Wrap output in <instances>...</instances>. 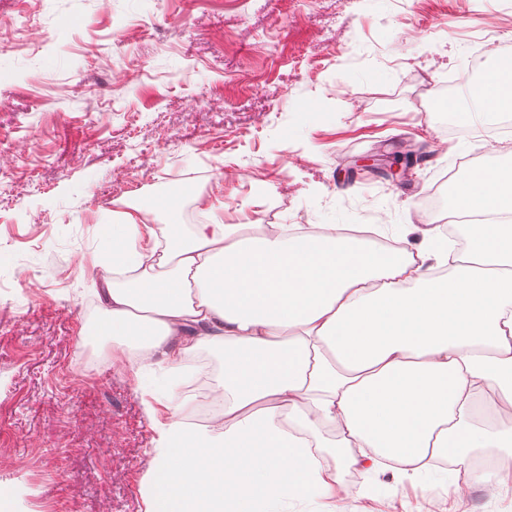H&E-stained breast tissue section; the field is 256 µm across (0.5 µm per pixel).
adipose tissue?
Here are the masks:
<instances>
[{"label": "adipose tissue", "mask_w": 512, "mask_h": 512, "mask_svg": "<svg viewBox=\"0 0 512 512\" xmlns=\"http://www.w3.org/2000/svg\"><path fill=\"white\" fill-rule=\"evenodd\" d=\"M447 112L481 122L512 112V67L486 71ZM452 207L470 215L465 248L423 225L419 242L378 246L381 224L207 222L109 226L97 333L125 356L137 390L152 365L175 372L223 351V410L192 428L159 421L146 512H358L385 487L443 474L457 498L512 481L473 470L466 449L512 453V421L478 422L477 401L512 410V167L472 169ZM444 275H435L437 267ZM336 431L327 452L320 431ZM354 471L346 487L337 468ZM389 475L381 483V475Z\"/></svg>", "instance_id": "1"}]
</instances>
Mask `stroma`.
I'll return each mask as SVG.
<instances>
[{
  "label": "stroma",
  "mask_w": 512,
  "mask_h": 512,
  "mask_svg": "<svg viewBox=\"0 0 512 512\" xmlns=\"http://www.w3.org/2000/svg\"><path fill=\"white\" fill-rule=\"evenodd\" d=\"M512 53L504 0H0V498L11 512H145L156 430L95 284L107 230L170 196L228 224H441L424 210L496 138L430 109L472 55ZM395 183L352 158L402 145ZM435 488L362 501L424 502ZM397 153V156L392 158L393 161L390 165L376 163V161H383V158H364L359 160V164L355 167V170L351 169L348 173L353 177L356 170L370 172H379L381 170L380 172L385 178L389 180L391 179L392 181H398L399 179L407 177L415 165L423 162L426 157L422 153L411 150L406 153H400L397 151ZM378 165H384V167H378Z\"/></svg>",
  "instance_id": "stroma-1"
}]
</instances>
